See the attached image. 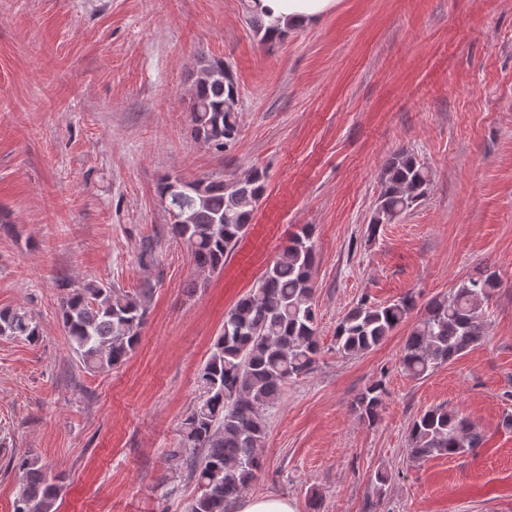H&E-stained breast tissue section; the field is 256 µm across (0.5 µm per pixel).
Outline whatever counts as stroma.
Returning <instances> with one entry per match:
<instances>
[{"label": "stroma", "mask_w": 512, "mask_h": 512, "mask_svg": "<svg viewBox=\"0 0 512 512\" xmlns=\"http://www.w3.org/2000/svg\"><path fill=\"white\" fill-rule=\"evenodd\" d=\"M248 0H0V308H23L30 343L0 336V512L28 455L62 475L57 512H186L200 490L168 451L224 322L292 232L309 228L321 353L268 413L248 496L311 512H364L377 469L395 473L380 512H512V0H336L321 22L265 44ZM229 62L240 133L229 149L188 131L200 56ZM429 170L425 200L371 229L396 152ZM267 175L221 273L166 238L162 176ZM500 286L484 334L415 379L398 358L411 326L342 357L337 324L358 302L418 303L484 268ZM96 280L153 289L135 349L84 369L59 319L62 288ZM382 381L374 423L350 409ZM458 409L484 436L454 457L410 458L425 409Z\"/></svg>", "instance_id": "35a3bbf8"}]
</instances>
